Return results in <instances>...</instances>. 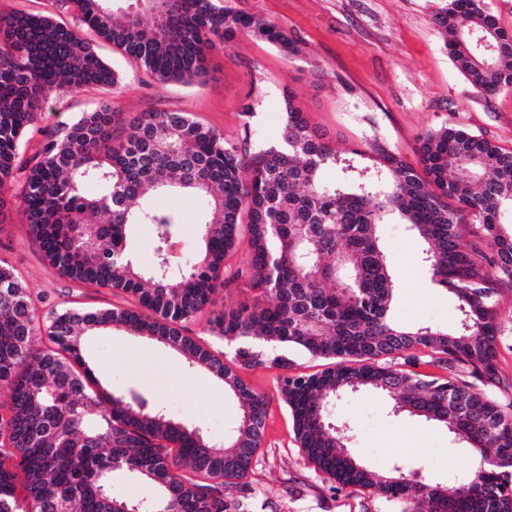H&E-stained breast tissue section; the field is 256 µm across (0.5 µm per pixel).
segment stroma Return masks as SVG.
Returning a JSON list of instances; mask_svg holds the SVG:
<instances>
[{
	"label": "stroma",
	"instance_id": "35a3bbf8",
	"mask_svg": "<svg viewBox=\"0 0 512 512\" xmlns=\"http://www.w3.org/2000/svg\"><path fill=\"white\" fill-rule=\"evenodd\" d=\"M225 6L256 14L294 31L301 51L241 35L213 51L203 84L162 83L139 61L106 41L97 53L122 76L114 86L64 93L44 103L20 149L27 161L45 131L72 123L101 102L127 115L180 110L223 132L225 140L253 144L277 140L284 123V96L292 94L310 125L337 149L387 141L418 166L419 136L451 124L512 151V89L491 98L477 94L453 66L433 23L440 0H224ZM252 103V116L242 107ZM153 203L176 211L183 252L199 245L205 210L197 195H156ZM381 241L398 288L391 316L400 325L453 329L455 297L431 281L422 243L407 225H381ZM0 264L11 266L33 295L40 324L63 310L133 309L122 291L80 283L53 272L19 210L18 192L0 195ZM83 353L104 388L114 394L137 390L176 422L223 443L239 420L237 401L208 371L188 365L173 349L112 326L83 340ZM240 377L265 395L268 414L263 442L238 488L253 512H397L373 490L340 487L314 469L300 450L288 410L278 394L279 369L243 368ZM327 416L347 428L349 447L380 471L418 469L429 483L455 489L473 470V451L446 427L408 413L365 390L327 403Z\"/></svg>",
	"mask_w": 512,
	"mask_h": 512
}]
</instances>
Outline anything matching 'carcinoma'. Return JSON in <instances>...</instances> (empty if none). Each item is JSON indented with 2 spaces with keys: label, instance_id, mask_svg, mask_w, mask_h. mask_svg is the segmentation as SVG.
<instances>
[{
  "label": "carcinoma",
  "instance_id": "carcinoma-1",
  "mask_svg": "<svg viewBox=\"0 0 512 512\" xmlns=\"http://www.w3.org/2000/svg\"><path fill=\"white\" fill-rule=\"evenodd\" d=\"M73 25L23 10L0 15V189L25 171L20 209L52 270L74 281L120 289L138 308L63 312L36 336L33 297L0 264V512H114L115 471L154 483L159 512H250L233 497L263 440L268 403L239 368L275 367L279 394L305 457L341 487L374 489L399 512H512V385L502 383L504 344L497 298L512 288V151L450 125L420 137L422 171L375 139L346 153L285 98L279 139L253 146L183 111L133 118L104 102L45 134L20 165L22 140L50 97L118 83L91 37L138 60L160 82L202 83L211 52L252 35L299 52L290 30L219 0H171L155 15L141 0L116 16L109 0H55ZM434 22L454 67L480 94L512 87V33L487 0H442ZM493 30L487 52L478 37ZM326 169L337 171L329 184ZM96 192L85 191L87 184ZM191 192L208 201L203 246L173 263L178 215L137 201ZM398 219L423 244L431 280L454 295L451 331L404 329L390 319L397 287L378 238ZM154 224V264L130 259L127 226ZM247 243L243 266L224 260ZM248 281L252 302L226 311L219 297ZM208 314L209 331L238 344L231 359L184 333ZM121 325L178 351L224 382L241 417L216 445L175 422L144 396L102 394L81 348L84 336ZM325 360L291 372L290 352ZM429 366L448 372H420ZM368 389L411 416L445 426L480 455L453 493L419 473H380L355 458L326 419L325 399ZM111 408H98L100 397Z\"/></svg>",
  "mask_w": 512,
  "mask_h": 512
}]
</instances>
